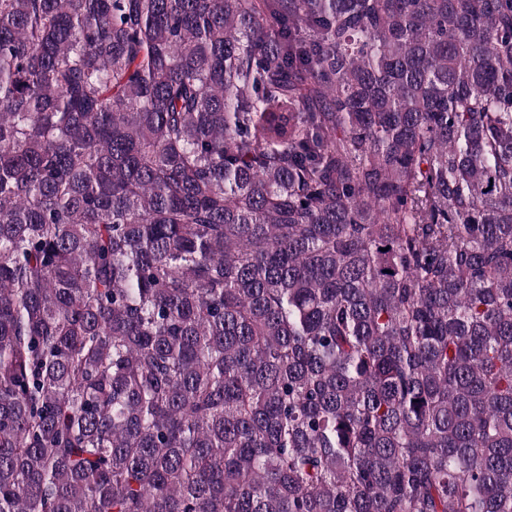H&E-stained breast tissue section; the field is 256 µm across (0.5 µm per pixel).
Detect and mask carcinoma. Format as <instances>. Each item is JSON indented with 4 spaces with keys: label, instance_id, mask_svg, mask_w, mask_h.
I'll use <instances>...</instances> for the list:
<instances>
[{
    "label": "carcinoma",
    "instance_id": "obj_1",
    "mask_svg": "<svg viewBox=\"0 0 512 512\" xmlns=\"http://www.w3.org/2000/svg\"><path fill=\"white\" fill-rule=\"evenodd\" d=\"M0 512H512V0H0Z\"/></svg>",
    "mask_w": 512,
    "mask_h": 512
}]
</instances>
